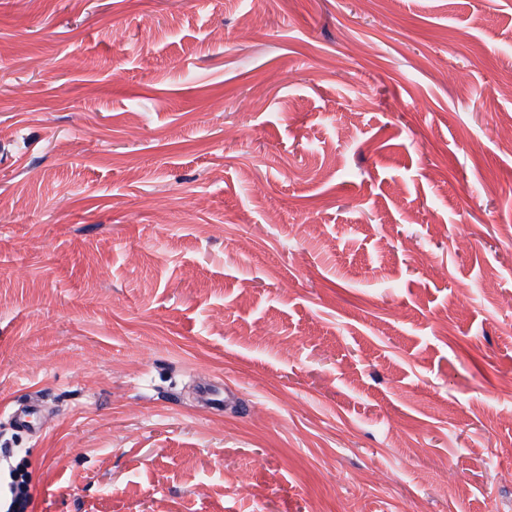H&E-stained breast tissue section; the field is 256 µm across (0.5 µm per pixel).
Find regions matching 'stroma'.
Instances as JSON below:
<instances>
[{"label": "stroma", "mask_w": 512, "mask_h": 512, "mask_svg": "<svg viewBox=\"0 0 512 512\" xmlns=\"http://www.w3.org/2000/svg\"><path fill=\"white\" fill-rule=\"evenodd\" d=\"M509 126L512 0H0V482L512 512Z\"/></svg>", "instance_id": "1"}]
</instances>
